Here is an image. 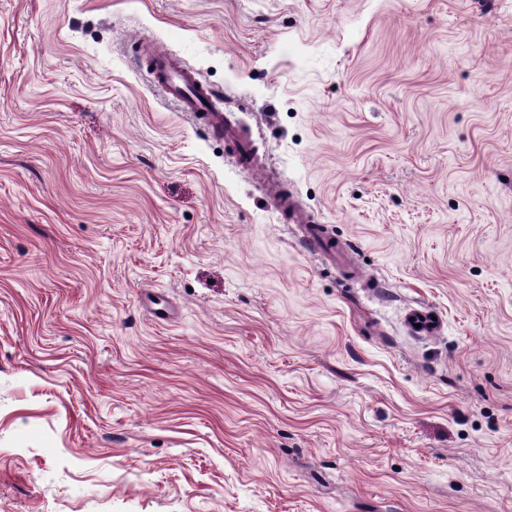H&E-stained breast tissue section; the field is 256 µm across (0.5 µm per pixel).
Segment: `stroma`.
<instances>
[{"label":"stroma","mask_w":512,"mask_h":512,"mask_svg":"<svg viewBox=\"0 0 512 512\" xmlns=\"http://www.w3.org/2000/svg\"><path fill=\"white\" fill-rule=\"evenodd\" d=\"M0 512H512V0H0ZM145 56L151 61L150 75L153 83L174 101L181 112L202 120L209 130L221 133L238 144L236 163L243 169L255 164L252 145L244 139L236 126L224 121V113L214 102L215 93L186 69L172 54L157 46L147 47Z\"/></svg>","instance_id":"1"}]
</instances>
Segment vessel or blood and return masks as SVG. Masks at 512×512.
<instances>
[{
	"label": "vessel or blood",
	"instance_id": "1",
	"mask_svg": "<svg viewBox=\"0 0 512 512\" xmlns=\"http://www.w3.org/2000/svg\"><path fill=\"white\" fill-rule=\"evenodd\" d=\"M145 55L151 62L150 75L153 83L160 87L181 111L202 120L209 130L236 140V163L243 169H251L255 164L253 148L249 141L241 137L234 124L225 121L223 112L214 101L213 90L205 87L174 55L160 47L146 48Z\"/></svg>",
	"mask_w": 512,
	"mask_h": 512
}]
</instances>
